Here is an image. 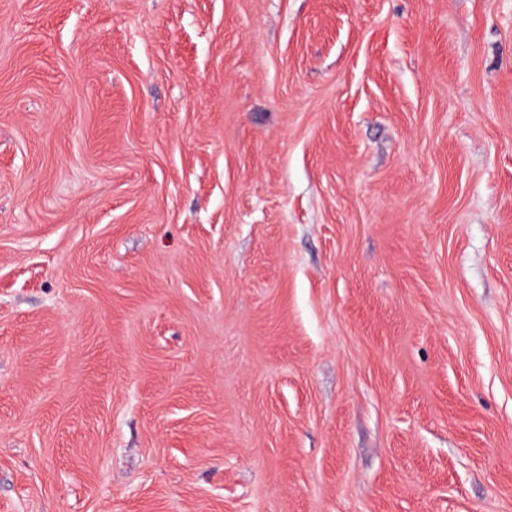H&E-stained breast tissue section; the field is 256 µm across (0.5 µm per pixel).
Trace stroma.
<instances>
[{"label": "stroma", "mask_w": 512, "mask_h": 512, "mask_svg": "<svg viewBox=\"0 0 512 512\" xmlns=\"http://www.w3.org/2000/svg\"><path fill=\"white\" fill-rule=\"evenodd\" d=\"M0 512H512V0H0Z\"/></svg>", "instance_id": "obj_1"}]
</instances>
